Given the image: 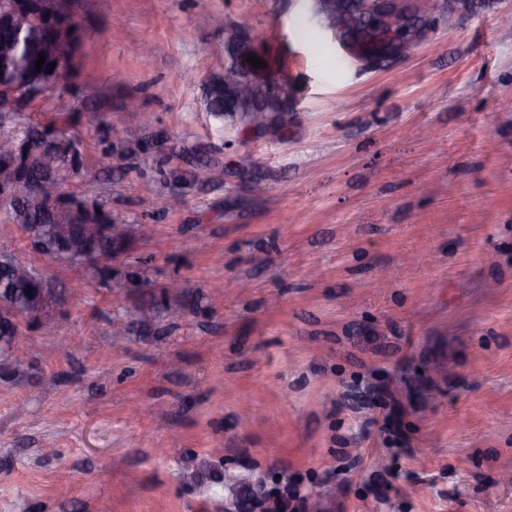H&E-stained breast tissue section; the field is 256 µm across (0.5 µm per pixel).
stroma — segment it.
I'll return each mask as SVG.
<instances>
[{
	"mask_svg": "<svg viewBox=\"0 0 512 512\" xmlns=\"http://www.w3.org/2000/svg\"><path fill=\"white\" fill-rule=\"evenodd\" d=\"M411 5L436 28L372 68L311 0H65L73 67L23 112L50 121L63 99L89 163L164 130L209 149L224 178L176 211L141 197L158 177L148 156L64 185L157 227L126 240L107 281L0 228L84 295L47 309L56 335L24 321L20 371L0 378V512H217L281 479L323 512H512V36L498 22L512 0ZM230 28L298 86L283 139L204 110ZM144 41L147 68L130 52ZM131 96L141 111H125ZM244 162L266 196L240 182ZM172 280L188 293L168 294ZM135 306L143 321L113 340Z\"/></svg>",
	"mask_w": 512,
	"mask_h": 512,
	"instance_id": "1",
	"label": "stroma"
}]
</instances>
